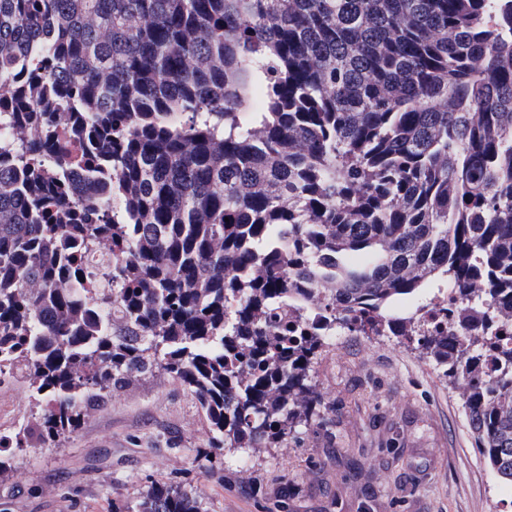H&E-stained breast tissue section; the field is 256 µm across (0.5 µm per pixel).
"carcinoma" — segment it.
<instances>
[{"label":"carcinoma","instance_id":"obj_1","mask_svg":"<svg viewBox=\"0 0 512 512\" xmlns=\"http://www.w3.org/2000/svg\"><path fill=\"white\" fill-rule=\"evenodd\" d=\"M0 127V378L36 408L0 472L154 372L213 447L286 442L328 411L310 307L421 347L512 484V0H0ZM431 277L446 330L398 307Z\"/></svg>","mask_w":512,"mask_h":512}]
</instances>
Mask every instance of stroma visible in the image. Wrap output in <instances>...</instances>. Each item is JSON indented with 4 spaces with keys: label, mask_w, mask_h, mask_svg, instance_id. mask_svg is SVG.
I'll return each mask as SVG.
<instances>
[{
    "label": "stroma",
    "mask_w": 512,
    "mask_h": 512,
    "mask_svg": "<svg viewBox=\"0 0 512 512\" xmlns=\"http://www.w3.org/2000/svg\"><path fill=\"white\" fill-rule=\"evenodd\" d=\"M330 409L287 445L211 447L193 394L154 376L116 392L48 449L15 452L0 512H112L172 483L203 512H512L485 467L458 391L414 345L338 329L314 361ZM30 389L0 382V433L33 419Z\"/></svg>",
    "instance_id": "obj_1"
}]
</instances>
